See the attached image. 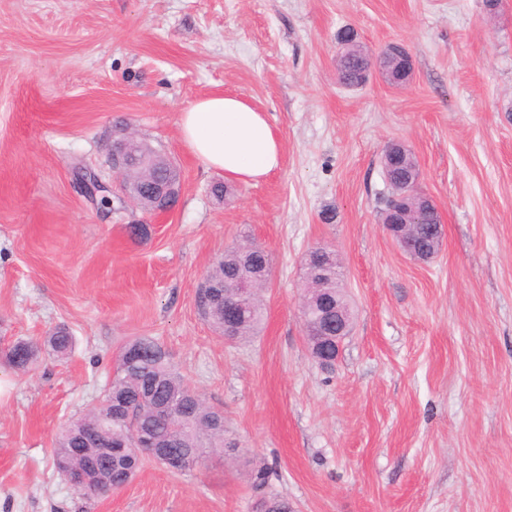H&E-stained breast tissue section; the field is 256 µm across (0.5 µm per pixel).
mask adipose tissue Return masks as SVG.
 Listing matches in <instances>:
<instances>
[{
	"label": "adipose tissue",
	"instance_id": "1",
	"mask_svg": "<svg viewBox=\"0 0 512 512\" xmlns=\"http://www.w3.org/2000/svg\"><path fill=\"white\" fill-rule=\"evenodd\" d=\"M180 138L205 168L257 183L281 165L282 148L262 112L234 95H211L184 109Z\"/></svg>",
	"mask_w": 512,
	"mask_h": 512
}]
</instances>
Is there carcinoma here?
<instances>
[{
  "mask_svg": "<svg viewBox=\"0 0 512 512\" xmlns=\"http://www.w3.org/2000/svg\"><path fill=\"white\" fill-rule=\"evenodd\" d=\"M363 55L350 53L337 59L344 80L357 79ZM131 176L140 180L164 181L168 171L161 165L136 168ZM407 227L405 237L420 256L432 255V247L439 236L440 224L436 213L424 208L409 207L404 212ZM305 261L306 308L314 309L322 295L310 290L311 283L319 279L336 295L334 287H343L340 280L341 263L336 253L325 247L308 251ZM271 271L269 253L258 245H251L248 253L242 247L230 246L224 256L207 273L205 280L217 286L214 301L208 306H198L203 318L219 333H224L226 307L221 286L236 283L247 287L253 297L251 305L237 317L231 342L240 343L258 335L264 320L265 307L260 291L266 286ZM33 357L19 356L10 351L6 355L9 366L18 371L28 370L38 356L41 346L28 343ZM53 355L65 356L72 349V337L64 328L58 329L47 339ZM112 386V404H102L87 414L74 418L59 431L54 443V463L58 470L82 466L103 458L102 448L108 444L125 445L120 453L112 454V471L105 466L90 473L91 484L109 475L129 473L136 475L145 461L138 453L141 437L154 441L158 448L191 455L186 467L190 472L204 459V448L224 446V412L205 404L199 395L171 369L168 354L153 338H135L126 343L116 361ZM95 432V439L88 432Z\"/></svg>",
  "mask_w": 512,
  "mask_h": 512,
  "instance_id": "obj_1",
  "label": "carcinoma"
}]
</instances>
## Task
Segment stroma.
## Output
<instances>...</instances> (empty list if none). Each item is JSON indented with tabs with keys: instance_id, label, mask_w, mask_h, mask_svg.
Listing matches in <instances>:
<instances>
[{
	"instance_id": "35a3bbf8",
	"label": "stroma",
	"mask_w": 512,
	"mask_h": 512,
	"mask_svg": "<svg viewBox=\"0 0 512 512\" xmlns=\"http://www.w3.org/2000/svg\"><path fill=\"white\" fill-rule=\"evenodd\" d=\"M345 27L403 46L411 81L340 85ZM225 93L281 142L258 184L226 181L180 138V112ZM121 127L176 162L169 213H111L74 184L84 166L117 190ZM393 141L441 212L427 262L380 221ZM243 241L272 268L260 334L232 345L196 291ZM316 245L336 251L353 313L329 368L299 314ZM60 327L69 355L25 374L0 360V512H251L271 494L294 512H512V0L493 14L485 0H0V352ZM139 336L223 411L237 451L182 475L148 462L83 497L54 465L57 433L101 404Z\"/></svg>"
}]
</instances>
